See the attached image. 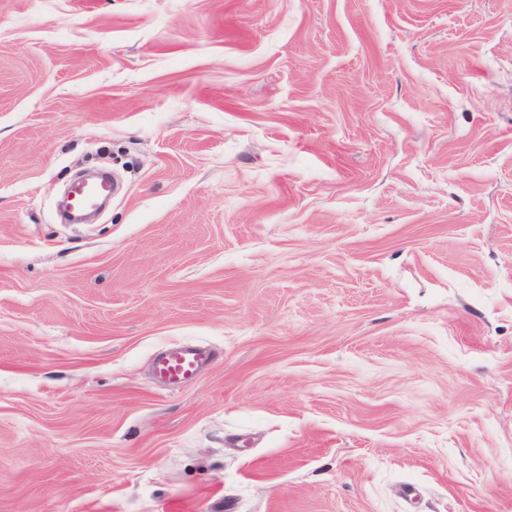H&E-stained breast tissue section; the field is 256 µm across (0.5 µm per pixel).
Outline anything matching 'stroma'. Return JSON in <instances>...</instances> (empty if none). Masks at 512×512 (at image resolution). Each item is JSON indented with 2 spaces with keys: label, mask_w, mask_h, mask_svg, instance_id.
<instances>
[{
  "label": "stroma",
  "mask_w": 512,
  "mask_h": 512,
  "mask_svg": "<svg viewBox=\"0 0 512 512\" xmlns=\"http://www.w3.org/2000/svg\"><path fill=\"white\" fill-rule=\"evenodd\" d=\"M0 512H512V0H0ZM212 355L204 346L177 344L154 357V373L168 386L179 388L192 381Z\"/></svg>",
  "instance_id": "1"
}]
</instances>
